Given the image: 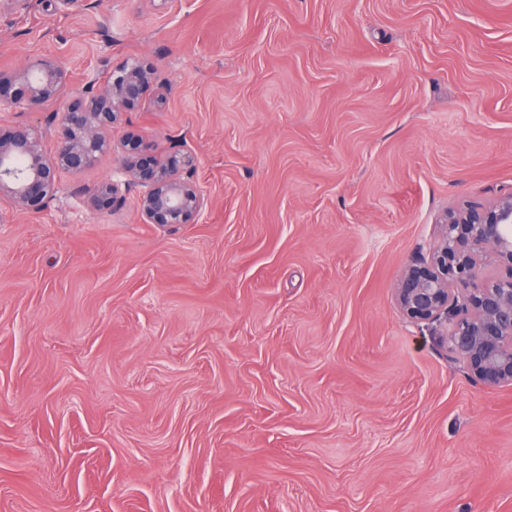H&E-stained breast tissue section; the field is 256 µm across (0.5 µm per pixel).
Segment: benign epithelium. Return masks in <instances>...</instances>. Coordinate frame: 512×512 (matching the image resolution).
<instances>
[{
    "label": "benign epithelium",
    "mask_w": 512,
    "mask_h": 512,
    "mask_svg": "<svg viewBox=\"0 0 512 512\" xmlns=\"http://www.w3.org/2000/svg\"><path fill=\"white\" fill-rule=\"evenodd\" d=\"M70 84V71L53 57L0 70V104L50 112L54 124L49 130L29 123L0 129V197L18 210L40 209L55 199L60 173H80L115 154L120 179L87 190L88 205L111 206L121 191L134 189L146 223H195L204 205L193 179L195 155L149 145L133 128L112 140V129L140 111L154 91V66L127 59L79 92H70ZM49 138L51 154L45 150ZM395 299L403 316L427 328L477 382L511 385L512 194L448 213L428 254L402 272Z\"/></svg>",
    "instance_id": "obj_1"
}]
</instances>
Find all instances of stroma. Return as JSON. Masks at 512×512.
<instances>
[{"label": "stroma", "mask_w": 512, "mask_h": 512, "mask_svg": "<svg viewBox=\"0 0 512 512\" xmlns=\"http://www.w3.org/2000/svg\"><path fill=\"white\" fill-rule=\"evenodd\" d=\"M83 88L197 158V223L0 202V512H512V385L394 300L462 202L512 192V0H31L0 69Z\"/></svg>", "instance_id": "obj_1"}]
</instances>
